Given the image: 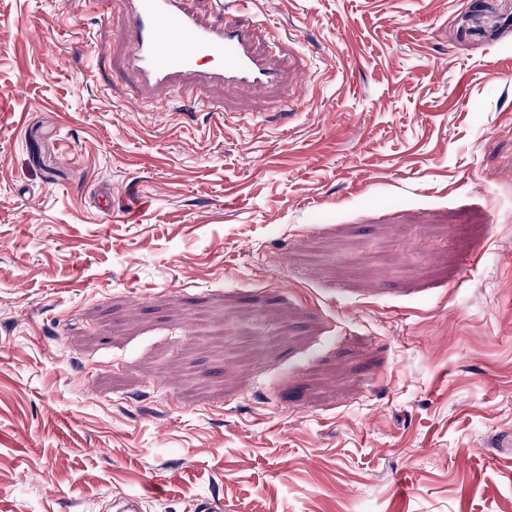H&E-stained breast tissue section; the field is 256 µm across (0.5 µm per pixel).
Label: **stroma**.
Wrapping results in <instances>:
<instances>
[{"label": "stroma", "instance_id": "35a3bbf8", "mask_svg": "<svg viewBox=\"0 0 512 512\" xmlns=\"http://www.w3.org/2000/svg\"><path fill=\"white\" fill-rule=\"evenodd\" d=\"M120 11L0 0V512H506L512 0H254L201 112Z\"/></svg>", "mask_w": 512, "mask_h": 512}]
</instances>
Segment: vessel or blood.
<instances>
[{
	"label": "vessel or blood",
	"mask_w": 512,
	"mask_h": 512,
	"mask_svg": "<svg viewBox=\"0 0 512 512\" xmlns=\"http://www.w3.org/2000/svg\"><path fill=\"white\" fill-rule=\"evenodd\" d=\"M126 20L121 51L140 94L163 92L205 104V90L219 83L236 90L278 84L280 74L252 53L249 20L202 22L187 0H122Z\"/></svg>",
	"instance_id": "obj_1"
}]
</instances>
